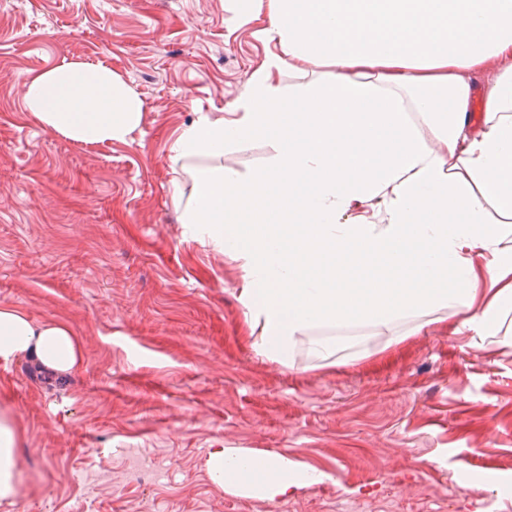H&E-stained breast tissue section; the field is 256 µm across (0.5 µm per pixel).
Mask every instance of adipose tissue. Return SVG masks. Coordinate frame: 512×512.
<instances>
[{"label": "adipose tissue", "instance_id": "adipose-tissue-1", "mask_svg": "<svg viewBox=\"0 0 512 512\" xmlns=\"http://www.w3.org/2000/svg\"><path fill=\"white\" fill-rule=\"evenodd\" d=\"M270 47L231 112L199 116L169 149L191 179L181 221L241 270L237 298L260 357L311 367L370 339L425 329L512 333V0H228ZM494 79L481 86L486 71ZM301 82L285 85L286 73ZM26 108L97 144L143 120L111 67L72 61L33 75ZM265 140L266 168L218 165ZM71 372L64 323L0 306V359ZM15 420L0 415V503L18 494ZM211 480L273 501L322 473L288 457L215 448Z\"/></svg>", "mask_w": 512, "mask_h": 512}]
</instances>
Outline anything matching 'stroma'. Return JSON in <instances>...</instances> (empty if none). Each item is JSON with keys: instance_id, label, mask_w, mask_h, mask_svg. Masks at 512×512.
<instances>
[{"instance_id": "stroma-1", "label": "stroma", "mask_w": 512, "mask_h": 512, "mask_svg": "<svg viewBox=\"0 0 512 512\" xmlns=\"http://www.w3.org/2000/svg\"><path fill=\"white\" fill-rule=\"evenodd\" d=\"M267 50L226 0H0V305L82 350L60 382L0 360L22 473L0 512H512V335L375 336L379 355L320 369L261 359L239 269L179 222L171 143L222 117ZM70 61L138 91L131 140L77 143L27 111L28 78ZM224 447L324 480L243 497L209 476Z\"/></svg>"}]
</instances>
